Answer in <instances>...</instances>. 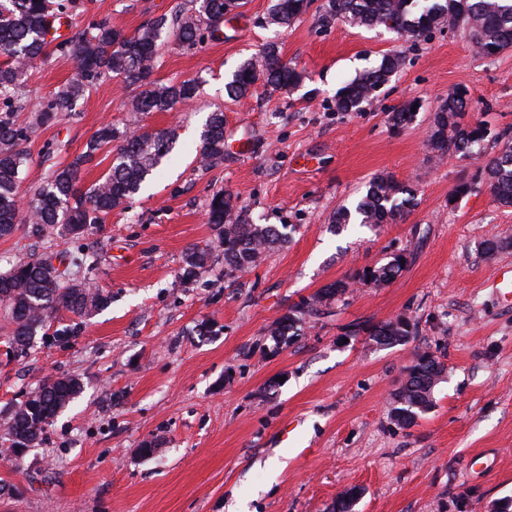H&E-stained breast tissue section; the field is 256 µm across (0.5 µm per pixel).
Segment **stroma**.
Masks as SVG:
<instances>
[{
	"label": "stroma",
	"mask_w": 512,
	"mask_h": 512,
	"mask_svg": "<svg viewBox=\"0 0 512 512\" xmlns=\"http://www.w3.org/2000/svg\"><path fill=\"white\" fill-rule=\"evenodd\" d=\"M276 0H246L219 38L197 48L169 43L153 79L196 80L195 102L148 112L139 124L177 133L174 153L148 189L79 239L60 228L32 234L18 225L0 239V271L45 252L86 250L88 265L69 281L112 297L98 312L57 311L59 329L81 323L66 342L35 340L6 353L9 321L0 310V434L4 410L43 380L72 376L83 392L20 461L0 456V512H330L359 488L355 512H488L512 502V299L488 284L512 265V207L486 183L459 197L477 162L437 160L432 117L450 93L466 90L471 117L490 134L491 158L512 144V48L479 54L463 30H434L410 44L385 27L325 26V0H313L290 27L267 25ZM74 31L105 19L133 33L150 19L188 10V0H75ZM303 79L287 90L258 81L238 101L224 86L268 42ZM402 52L404 63L360 112L335 108L340 88ZM58 53L31 64L21 202L42 188L52 165L82 152L100 125L129 124L137 86L104 78L50 125L36 123L39 101L75 73ZM419 102L393 129L388 114ZM224 112V160L196 162L209 113ZM386 173L416 192L406 219L369 229L336 224L370 179ZM230 192L256 224H292L288 243L267 250L247 273L224 275V254L208 222L213 192ZM504 245L482 252L484 240ZM210 261L191 283L181 278L191 247ZM408 263L391 284L354 288L328 312L306 319L300 335L272 338L271 326L336 280L384 263L395 250ZM404 317L407 342L382 347L357 324ZM436 353L447 377L434 405L408 428L390 420L391 396L416 353ZM155 443L152 457L140 455ZM279 468H271V460Z\"/></svg>",
	"instance_id": "obj_1"
}]
</instances>
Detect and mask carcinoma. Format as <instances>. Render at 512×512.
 Masks as SVG:
<instances>
[{
	"instance_id": "obj_1",
	"label": "carcinoma",
	"mask_w": 512,
	"mask_h": 512,
	"mask_svg": "<svg viewBox=\"0 0 512 512\" xmlns=\"http://www.w3.org/2000/svg\"><path fill=\"white\" fill-rule=\"evenodd\" d=\"M73 0H0V238L11 236L18 224L26 222L40 232L58 225L63 232L82 236L89 226L102 224L112 210L133 198L156 174L174 149V134L168 131L130 133L110 123L100 126L85 149L69 163L51 169L46 184L28 202V218L21 219L17 190L28 156L21 142L28 139L26 129L15 123V115L25 110L27 101L20 93L27 72L26 63L50 53L67 54L76 61V72L66 85L38 103L41 124L55 121L62 112L72 111L94 83L104 77L119 79L140 88L129 102V111L168 112L195 100L198 85L193 80L163 83L152 79L153 63L161 39H171L191 50L215 37L224 15L244 5L242 0H191V13L160 15L132 34L97 21L75 37L60 40L56 23L69 17ZM310 0H277L269 22L288 26L305 13ZM336 20L358 27L385 26L411 42H417L434 29L463 27L470 41L483 53H498L512 48V0H327L319 21ZM403 63V55L394 51L383 56L380 64L347 83L336 98L341 112H358ZM276 89L296 86L301 73L288 66L275 43L241 64L226 84L228 96L244 98L259 79ZM469 108L466 92L448 96L436 112L441 119L439 134L430 135L431 149L439 157H470L488 138L487 127L477 119L465 121ZM196 159L204 168L224 160V112L216 109L208 116L199 135ZM118 143L117 153L107 172L89 188L80 186L84 165L92 162L102 148ZM484 171L495 201L512 206V147L507 146L489 159ZM417 205L414 190L389 175L372 178L365 195L354 210L341 209L338 224L354 220L375 227L396 224ZM208 221L218 230L219 246L224 248V275L257 265L263 251L288 240V225L251 224L232 195L224 190L212 194ZM82 266L86 257L57 253L16 261L10 270L0 273V307L8 312L12 329L6 337L7 353L21 355L32 339L47 326L49 318L65 309L86 315L110 302L103 291L79 288L64 281V272L52 275L53 260ZM210 258L206 249L190 248L184 259L183 278L196 277ZM407 260L403 250L393 252L386 263L369 270H357L338 280L301 306L282 316L271 336H295L307 316H317L330 300H342L353 283L382 286L397 279ZM379 338L386 347L400 344L415 335V324L405 318L369 327L354 326ZM447 366L432 352L416 354L406 367L399 387L400 399L391 410V419L401 428L410 427L418 414L433 406L434 388L442 381ZM83 391L79 379L61 377L43 383L37 392L14 407L6 422L8 448L15 458L24 449L33 448L46 425Z\"/></svg>"
}]
</instances>
